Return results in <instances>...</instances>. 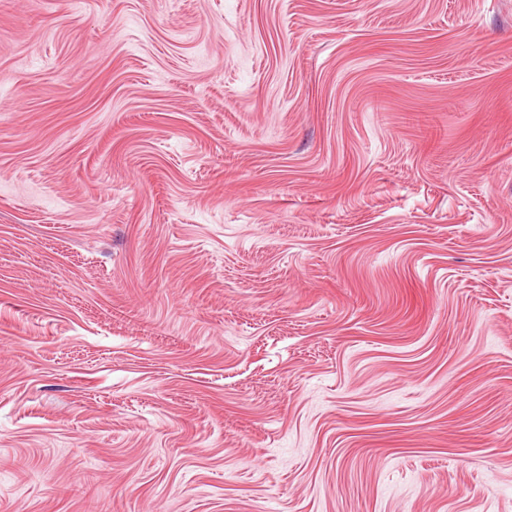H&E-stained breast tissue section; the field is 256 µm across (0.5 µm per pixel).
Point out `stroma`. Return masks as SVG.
I'll return each instance as SVG.
<instances>
[{
	"label": "stroma",
	"instance_id": "35a3bbf8",
	"mask_svg": "<svg viewBox=\"0 0 512 512\" xmlns=\"http://www.w3.org/2000/svg\"><path fill=\"white\" fill-rule=\"evenodd\" d=\"M0 512H512V0H0Z\"/></svg>",
	"mask_w": 512,
	"mask_h": 512
}]
</instances>
